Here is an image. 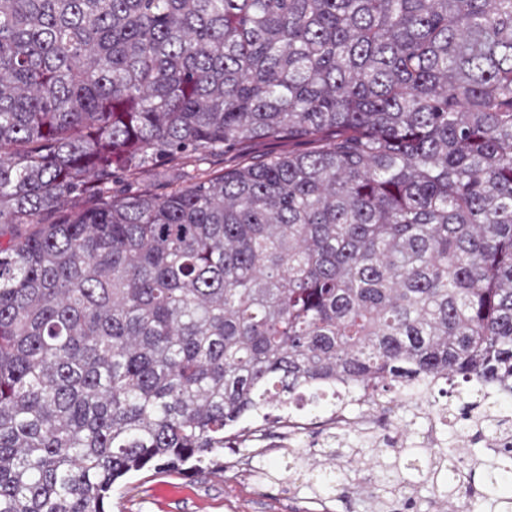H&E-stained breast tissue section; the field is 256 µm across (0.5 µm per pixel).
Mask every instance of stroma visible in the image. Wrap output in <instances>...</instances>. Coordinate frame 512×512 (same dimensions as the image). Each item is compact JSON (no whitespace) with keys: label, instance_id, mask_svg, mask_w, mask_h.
Masks as SVG:
<instances>
[{"label":"stroma","instance_id":"obj_1","mask_svg":"<svg viewBox=\"0 0 512 512\" xmlns=\"http://www.w3.org/2000/svg\"><path fill=\"white\" fill-rule=\"evenodd\" d=\"M304 148V143L285 139L247 140L227 152L207 155L202 167L213 173ZM181 181V166L161 163L143 169L134 179L115 178L112 196L120 199L134 190L160 193ZM282 443L283 429L273 422L264 432L263 452L225 450L224 470L132 476L113 495L110 512H322L326 507L331 512H367L368 502L345 495L342 478H335L332 491L320 497L308 488L306 474L288 478L290 459Z\"/></svg>","mask_w":512,"mask_h":512}]
</instances>
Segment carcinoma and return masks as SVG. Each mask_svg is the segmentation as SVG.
<instances>
[{"instance_id": "cac0c4a2", "label": "carcinoma", "mask_w": 512, "mask_h": 512, "mask_svg": "<svg viewBox=\"0 0 512 512\" xmlns=\"http://www.w3.org/2000/svg\"><path fill=\"white\" fill-rule=\"evenodd\" d=\"M301 153L115 200L116 173ZM382 512H512V0H0V512L224 468V428L422 388ZM306 147L302 142L288 141V139L247 140L231 148L225 154L218 152L207 155L205 160L200 162L202 163L200 168L213 173L233 167L240 162L259 161L274 153L300 152Z\"/></svg>"}]
</instances>
